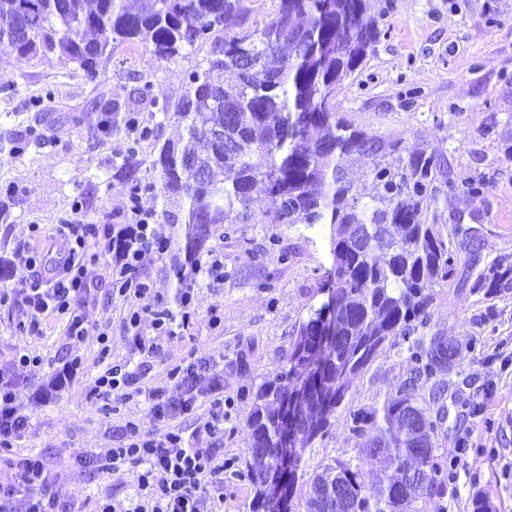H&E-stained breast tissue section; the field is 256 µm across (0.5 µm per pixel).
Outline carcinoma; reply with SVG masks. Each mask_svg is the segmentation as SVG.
Segmentation results:
<instances>
[{
	"instance_id": "cac0c4a2",
	"label": "carcinoma",
	"mask_w": 512,
	"mask_h": 512,
	"mask_svg": "<svg viewBox=\"0 0 512 512\" xmlns=\"http://www.w3.org/2000/svg\"><path fill=\"white\" fill-rule=\"evenodd\" d=\"M0 0V57L53 54L98 84L99 64L122 47L143 45L153 60L209 46L207 68L187 74L181 95L136 94L151 100L149 119L99 99L104 130L128 133L112 178L130 197L160 200L155 216L168 225L163 250L177 288L196 275L207 243L229 239L240 224L331 227V268L319 291L335 302L336 341L321 352L323 308L302 322L280 374L263 382L245 422L251 447L242 476L253 488V512H273L271 471L292 465L291 484L305 487L297 512H425L418 503L440 495L448 456V383L462 347L434 343L435 288L457 283L492 299L512 290V265L492 261L476 270L484 247L473 228L438 223L450 196L484 193L485 182L454 174L445 155L410 150L401 138L369 133L336 112V87L364 62L379 36L365 0H272L253 20L250 0ZM166 121L182 136L161 140ZM151 152L138 158L141 144ZM355 156L370 160V191L346 178ZM204 174L198 181L193 171ZM264 187L267 209H253ZM249 277L272 288L276 272L260 266ZM387 348L404 356L405 377L382 401L351 405L345 420L359 455L378 463L376 484L359 481L354 458H335L298 473L306 449L327 437L330 419L353 380ZM302 386L303 415L284 432V381Z\"/></svg>"
}]
</instances>
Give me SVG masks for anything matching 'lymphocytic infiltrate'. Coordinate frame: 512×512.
Returning <instances> with one entry per match:
<instances>
[{
  "mask_svg": "<svg viewBox=\"0 0 512 512\" xmlns=\"http://www.w3.org/2000/svg\"><path fill=\"white\" fill-rule=\"evenodd\" d=\"M88 231L83 224H65L53 248L60 257L61 272L50 281L26 288L0 290V305L17 306L19 325L29 334L42 333L53 317L66 321V334L86 336L87 328L79 306L87 297L85 251ZM100 254L112 258V278L122 282L118 294L124 299L145 295L149 285L139 275L142 261L158 254L156 231L147 219L119 230L105 229ZM193 289H184L178 310L158 307L130 311L126 332L144 354L155 353L157 338L174 335L176 320L192 315ZM200 368L195 364L177 368L171 387L142 386L150 415L169 422L163 433L144 432L134 421L126 425V441L116 448H100L79 455L75 463L100 474L128 469L134 485L124 507L111 495L94 498L91 512H215L222 500L217 478L224 473V389L213 385L207 410H200ZM18 384L0 370V512L19 504L21 512H75L67 501L51 494L53 474L45 459L18 449L17 443L30 429L28 416L20 413ZM196 416L191 434H184L176 421Z\"/></svg>",
  "mask_w": 512,
  "mask_h": 512,
  "instance_id": "obj_1",
  "label": "lymphocytic infiltrate"
}]
</instances>
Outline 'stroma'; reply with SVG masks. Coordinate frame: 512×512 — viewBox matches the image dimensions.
I'll return each instance as SVG.
<instances>
[{"instance_id": "stroma-1", "label": "stroma", "mask_w": 512, "mask_h": 512, "mask_svg": "<svg viewBox=\"0 0 512 512\" xmlns=\"http://www.w3.org/2000/svg\"><path fill=\"white\" fill-rule=\"evenodd\" d=\"M379 20L381 35L355 74L336 90V110L366 131L404 138L407 146L425 145L444 153L458 174L487 176V192L470 201L449 198L438 208L440 223L470 214L484 224L483 262L512 264V0H367ZM141 46L118 51L101 64L100 87L85 83L75 64L57 57L0 61V136L30 135L27 151L0 158V188L14 185L12 197L0 199L7 214L0 223V256L8 273L0 285L33 278L28 257L51 265L46 246L59 225L74 219L96 230L131 221L121 185L111 183L112 160L126 146L125 133H101L99 94L148 115L149 102L133 90L152 82L161 96L177 98L188 71L204 63L206 49L179 56L150 69ZM52 88L58 107L46 114L32 102ZM329 225L306 233L303 225L245 224L236 237L212 238L208 244L224 262L225 279L197 275L192 326L175 336L159 337L156 354L135 350L124 330L127 304L113 294L108 259L87 266L91 299L85 308L84 338L65 334V319L49 320L43 335L28 336L17 327L15 311L0 307V367L13 354L29 349L44 364L16 371L23 391L19 406L31 428L19 446L41 454L52 470H66L52 491L84 506L90 497L109 492L123 501L132 491L133 474L120 470L100 475L73 467L74 457L95 448H115L124 427L134 420L146 431H163L143 397L127 388L107 399L88 393L108 364L143 371L145 380L167 386L172 370L190 359L213 358V375L223 378L224 395L233 407L224 422V455L244 463L249 452L245 422L253 400L250 391L280 372L297 330L311 309L327 300L320 278L332 263ZM295 253L282 267L275 288L263 290L247 280L257 261L274 265L269 238ZM167 258L148 257L141 270L151 286L138 307L175 303V282L166 272ZM434 321L449 341L464 344L458 364L448 375V392L459 415L438 446L452 463L448 486L428 512H512V290L492 302L468 288L436 289ZM112 342L102 357L98 337ZM77 371H67L71 358ZM405 375L396 350L382 354L372 368L356 377L347 404L382 401ZM354 442L343 413H335L329 436L307 449L305 470L354 456Z\"/></svg>"}]
</instances>
